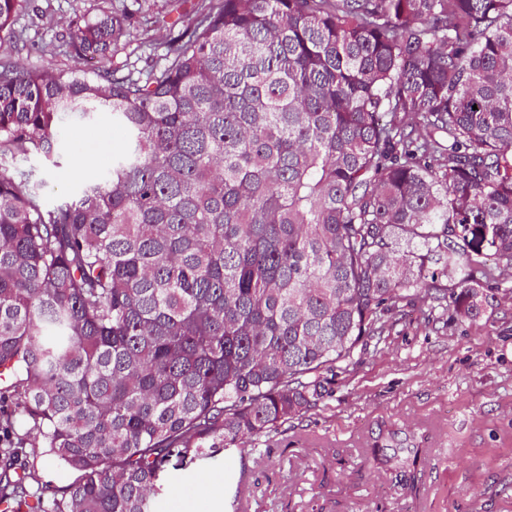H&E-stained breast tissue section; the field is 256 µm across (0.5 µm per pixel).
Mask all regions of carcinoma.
Masks as SVG:
<instances>
[{
    "mask_svg": "<svg viewBox=\"0 0 512 512\" xmlns=\"http://www.w3.org/2000/svg\"><path fill=\"white\" fill-rule=\"evenodd\" d=\"M0 371L13 438L78 473L51 512H156L169 458H213L316 408L402 304L465 318L512 269V0H194L147 72L55 71L5 44ZM112 114L121 149L47 208L18 157ZM412 489L418 448H377ZM34 473L0 478L14 501Z\"/></svg>",
    "mask_w": 512,
    "mask_h": 512,
    "instance_id": "cac0c4a2",
    "label": "carcinoma"
}]
</instances>
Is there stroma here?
Listing matches in <instances>:
<instances>
[{"label": "stroma", "mask_w": 512, "mask_h": 512, "mask_svg": "<svg viewBox=\"0 0 512 512\" xmlns=\"http://www.w3.org/2000/svg\"><path fill=\"white\" fill-rule=\"evenodd\" d=\"M12 45L27 66L55 70L69 60L55 45L96 17L100 0H32ZM131 13L132 36L107 64L148 70L168 51L170 0H113ZM121 145L109 113L66 123L60 165L18 159L45 205L72 200L81 178L74 160H111ZM319 407L269 436L216 459L174 469L157 512H512V292L477 318L426 300L405 306L381 341H368L350 371L332 369ZM422 448L413 490L376 464L377 448ZM17 470L33 469L28 491L43 505L73 483L69 468L16 449ZM237 509H230V500Z\"/></svg>", "instance_id": "35a3bbf8"}]
</instances>
